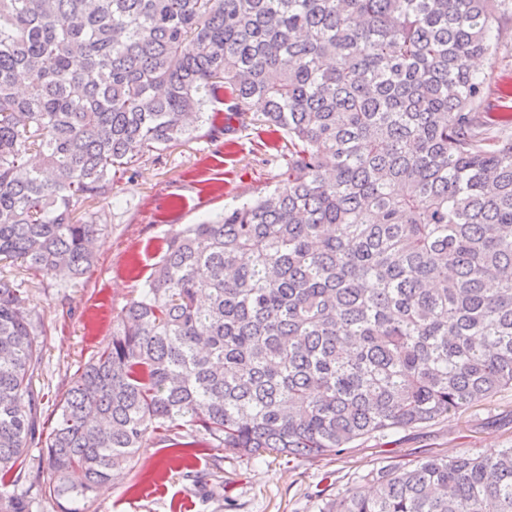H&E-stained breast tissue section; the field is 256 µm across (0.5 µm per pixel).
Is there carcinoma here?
<instances>
[{
  "mask_svg": "<svg viewBox=\"0 0 512 512\" xmlns=\"http://www.w3.org/2000/svg\"><path fill=\"white\" fill-rule=\"evenodd\" d=\"M508 0H0V257L83 276L145 157L252 105L286 184L172 232L60 405L0 280V512H79L157 439L332 456L512 390V93L472 68ZM213 106L210 112L205 107ZM319 512H512V448L393 464Z\"/></svg>",
  "mask_w": 512,
  "mask_h": 512,
  "instance_id": "1",
  "label": "carcinoma"
}]
</instances>
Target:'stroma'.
I'll list each match as a JSON object with an SVG mask.
<instances>
[{"mask_svg": "<svg viewBox=\"0 0 512 512\" xmlns=\"http://www.w3.org/2000/svg\"><path fill=\"white\" fill-rule=\"evenodd\" d=\"M495 37L496 53L477 60L476 70L492 87L510 89L512 22ZM278 139L255 106L219 141L199 130L159 158H144L132 180L118 183L115 197L85 203L84 212L96 214L100 231L94 262L80 280L31 279L22 261H0V278L24 291L43 330L42 362L32 377L41 411L26 485L47 482L49 473L38 457L58 421L60 403L84 364L110 338L114 317L139 294L158 247L185 225L215 218L227 206L282 186L286 159L275 147ZM504 448H512V391L451 422L400 431L310 461L228 454L217 470L207 446L191 449L184 464L172 460L159 442L141 449L127 478L102 486L88 512H318L321 500L336 496L369 469L461 450L490 454ZM189 469L202 474V481L187 480Z\"/></svg>", "mask_w": 512, "mask_h": 512, "instance_id": "obj_1", "label": "stroma"}]
</instances>
